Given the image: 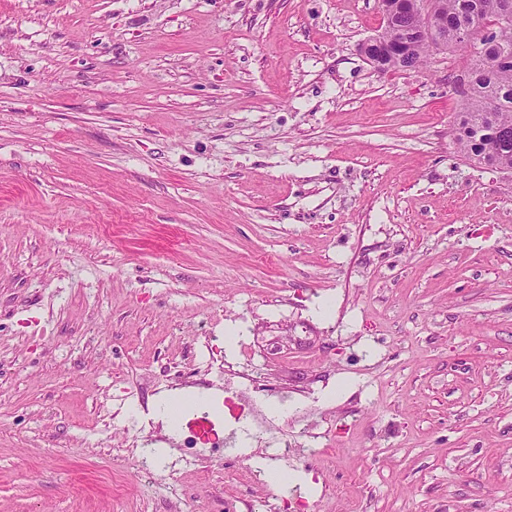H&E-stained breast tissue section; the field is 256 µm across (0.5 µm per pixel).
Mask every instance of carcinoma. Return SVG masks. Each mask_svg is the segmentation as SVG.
Wrapping results in <instances>:
<instances>
[{
    "label": "carcinoma",
    "mask_w": 512,
    "mask_h": 512,
    "mask_svg": "<svg viewBox=\"0 0 512 512\" xmlns=\"http://www.w3.org/2000/svg\"><path fill=\"white\" fill-rule=\"evenodd\" d=\"M512 0H441L440 17L451 30L469 28L476 36L494 27L497 49L494 62L484 51L485 39L460 42L448 35V51H471L463 68L469 76L468 88L459 92L462 110L453 125V137L464 158L471 164L512 173V21L500 22L505 6ZM413 18L401 12L387 33L401 38L412 29ZM435 49L419 37L411 40L405 58L385 60L381 70L408 71L426 63Z\"/></svg>",
    "instance_id": "obj_1"
}]
</instances>
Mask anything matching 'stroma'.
<instances>
[{"label": "stroma", "instance_id": "obj_1", "mask_svg": "<svg viewBox=\"0 0 512 512\" xmlns=\"http://www.w3.org/2000/svg\"><path fill=\"white\" fill-rule=\"evenodd\" d=\"M381 26L0 0V512H512V175L456 149L466 54L379 71ZM240 372L291 455L158 417Z\"/></svg>", "mask_w": 512, "mask_h": 512}]
</instances>
